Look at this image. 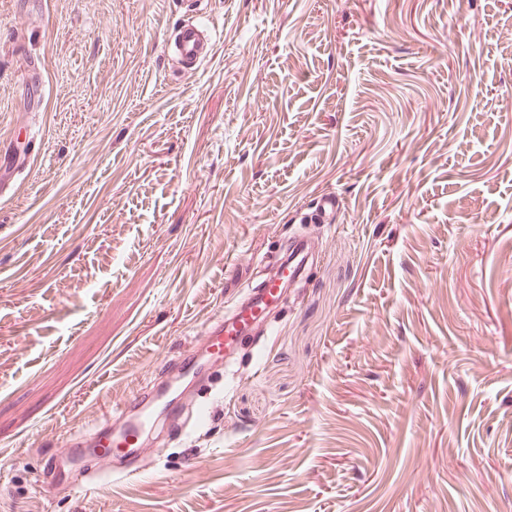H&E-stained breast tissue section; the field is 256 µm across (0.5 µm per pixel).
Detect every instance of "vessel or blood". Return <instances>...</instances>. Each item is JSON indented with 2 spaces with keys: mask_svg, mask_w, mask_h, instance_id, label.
I'll return each instance as SVG.
<instances>
[{
  "mask_svg": "<svg viewBox=\"0 0 512 512\" xmlns=\"http://www.w3.org/2000/svg\"><path fill=\"white\" fill-rule=\"evenodd\" d=\"M212 46L211 32L200 21H187L178 25L166 43L167 51L173 52L180 64L193 68L200 66L210 56ZM287 252V262L264 278L244 301L236 304L219 324L208 327L201 336V344L211 352L213 358H220L225 352H233L240 337L257 336L258 324L281 299V280L293 281L304 273L311 261L304 239L289 240ZM175 392V386L164 380L158 383L155 393L137 394L113 410L106 426L100 430L101 437L106 440L98 455L103 474L113 473L120 479L129 478V470H113L112 450L120 445L137 446L149 436L157 421H164L169 430L184 431L187 415L184 407L176 401ZM81 453V448L71 442L50 452L44 464L49 476L48 489H64L68 481L66 472L57 466L58 457L66 455L73 458Z\"/></svg>",
  "mask_w": 512,
  "mask_h": 512,
  "instance_id": "1",
  "label": "vessel or blood"
}]
</instances>
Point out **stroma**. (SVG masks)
<instances>
[{"mask_svg": "<svg viewBox=\"0 0 512 512\" xmlns=\"http://www.w3.org/2000/svg\"><path fill=\"white\" fill-rule=\"evenodd\" d=\"M0 153V512H512V0H0ZM294 237L196 431L48 490ZM212 46L207 25L200 21H187L173 29L166 50L173 52L180 64L196 68L210 56ZM89 448H79L73 442L65 444L61 448H54L47 457L44 470L49 474V481L46 486L49 490H61L68 483V476L65 471H61L57 466V459L60 456H69L71 458L80 456L83 451Z\"/></svg>", "mask_w": 512, "mask_h": 512, "instance_id": "obj_1", "label": "stroma"}]
</instances>
